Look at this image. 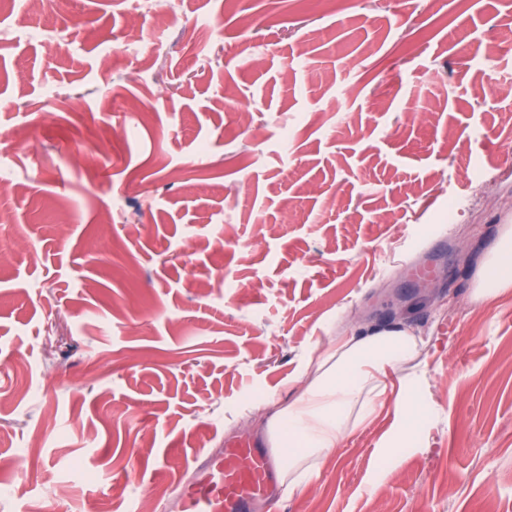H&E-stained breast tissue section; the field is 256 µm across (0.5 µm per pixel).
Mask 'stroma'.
I'll return each instance as SVG.
<instances>
[{
  "label": "stroma",
  "instance_id": "stroma-1",
  "mask_svg": "<svg viewBox=\"0 0 512 512\" xmlns=\"http://www.w3.org/2000/svg\"><path fill=\"white\" fill-rule=\"evenodd\" d=\"M507 79L512 0H0V512H175L317 345L396 323L410 440L387 405L281 512H512V294L472 298Z\"/></svg>",
  "mask_w": 512,
  "mask_h": 512
}]
</instances>
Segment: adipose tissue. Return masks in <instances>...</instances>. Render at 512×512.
I'll return each mask as SVG.
<instances>
[{
  "label": "adipose tissue",
  "instance_id": "1",
  "mask_svg": "<svg viewBox=\"0 0 512 512\" xmlns=\"http://www.w3.org/2000/svg\"><path fill=\"white\" fill-rule=\"evenodd\" d=\"M512 289V225L477 275L473 298L486 302ZM420 339L402 325L339 336L317 348L295 381V396L273 412L259 410L254 429L267 439L287 492L300 489L320 460L372 420L396 387L400 411L412 413L421 386Z\"/></svg>",
  "mask_w": 512,
  "mask_h": 512
}]
</instances>
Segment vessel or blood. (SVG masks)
<instances>
[{
	"mask_svg": "<svg viewBox=\"0 0 512 512\" xmlns=\"http://www.w3.org/2000/svg\"><path fill=\"white\" fill-rule=\"evenodd\" d=\"M268 447L251 439L225 443L223 455L197 466L181 491V512H252L278 484Z\"/></svg>",
	"mask_w": 512,
	"mask_h": 512,
	"instance_id": "1",
	"label": "vessel or blood"
}]
</instances>
